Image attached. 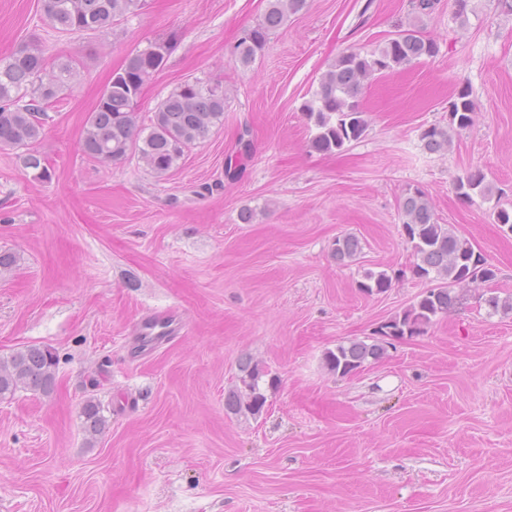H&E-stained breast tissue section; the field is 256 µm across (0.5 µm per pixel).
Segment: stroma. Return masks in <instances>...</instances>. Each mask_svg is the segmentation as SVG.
Returning a JSON list of instances; mask_svg holds the SVG:
<instances>
[{"instance_id":"35a3bbf8","label":"stroma","mask_w":512,"mask_h":512,"mask_svg":"<svg viewBox=\"0 0 512 512\" xmlns=\"http://www.w3.org/2000/svg\"><path fill=\"white\" fill-rule=\"evenodd\" d=\"M267 0H148L108 38L60 35L38 0H0V58L37 38L82 62L38 145L49 180L0 150V358L30 345L57 358V386L0 400V512H512V15L495 0H438L423 32L438 52L376 76L367 129L342 152L310 146L301 106L346 51L366 53L407 25L412 0H307L249 67L234 47ZM171 43L139 116L187 79L219 76L224 123L155 178L137 157L104 166L83 129L113 69L147 42ZM468 87L471 126L448 152L431 125ZM482 170L492 198H458ZM421 188L442 224L497 272L424 335L341 378L323 356L372 340L416 302L399 205ZM251 210V223L240 214ZM358 237L348 265L336 237ZM387 291L368 294L366 271ZM176 312L177 335L137 347L141 319ZM250 355L276 377L259 416L224 394ZM108 420L87 441L82 407ZM424 146L433 152L448 151L452 145V137L448 128L432 125L424 130L422 134Z\"/></svg>"}]
</instances>
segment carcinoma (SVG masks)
<instances>
[{
    "instance_id": "1",
    "label": "carcinoma",
    "mask_w": 512,
    "mask_h": 512,
    "mask_svg": "<svg viewBox=\"0 0 512 512\" xmlns=\"http://www.w3.org/2000/svg\"><path fill=\"white\" fill-rule=\"evenodd\" d=\"M43 20L56 32L73 35L91 32L107 36L120 18L144 8L146 0H38ZM307 0H268L259 22L237 43L235 63L248 67L261 54L270 36L281 29L288 17L302 11ZM437 0H415L414 20L377 51L369 55L344 52L321 77L319 88L302 105L306 119L315 133L311 147L321 153H335L358 140L367 128L359 95L365 83L376 75L392 71L438 52L437 43L423 34L419 22L435 10ZM170 44L155 40L146 47L132 50L123 64L112 71L84 126L82 150L90 159L105 165L137 156L155 175L162 177L179 167L186 152L204 140L210 129L224 121V85L220 79L185 80L172 88L155 105L149 123L138 121L136 107L144 86L167 62ZM78 63L73 59L50 62L46 48L39 43H25L0 59V149L21 151L23 166L35 171L34 178L51 176L45 159L36 150L47 121L48 109L70 87ZM476 104L464 86L450 104V126L468 128ZM424 146L433 152L452 145L449 130L433 125L422 134ZM457 196L465 201L478 194L493 195L492 186L481 170L467 173L455 184ZM402 229L410 244L412 272L432 283L419 299L401 314L384 322L377 334L388 339L421 336L437 320L448 314L471 285L492 283L494 266L475 252L472 242L448 224L438 223L428 195L416 188L408 191L401 203ZM359 239L353 235L336 238L332 257L339 264L350 262L361 253ZM391 287L384 271H368L361 288L368 293H382ZM380 341H354L327 350V370L348 377L366 364L383 357ZM56 357L47 347L26 346L5 359L0 358V399L21 390L42 395L56 387ZM274 383L269 371L259 361L245 357L239 361L238 384L224 395V408L233 414H261L267 397L264 378ZM88 442L95 443L107 421L91 400L82 409Z\"/></svg>"
}]
</instances>
